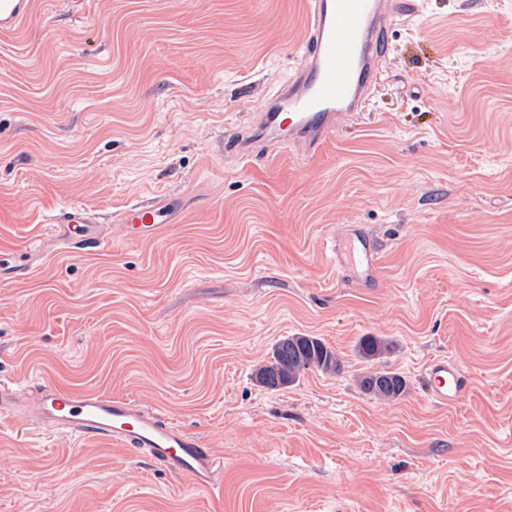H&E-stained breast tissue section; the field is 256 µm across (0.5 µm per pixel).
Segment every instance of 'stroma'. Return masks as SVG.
Instances as JSON below:
<instances>
[{"instance_id": "1", "label": "stroma", "mask_w": 512, "mask_h": 512, "mask_svg": "<svg viewBox=\"0 0 512 512\" xmlns=\"http://www.w3.org/2000/svg\"><path fill=\"white\" fill-rule=\"evenodd\" d=\"M0 42V251L173 196L172 224L108 253L49 246L0 282V380L144 402L224 462L218 492L96 440L0 417V512H512V0L411 11L357 122L312 158L224 157L301 64L306 0H38ZM379 244L377 288L330 241ZM23 328H16V318ZM316 336L341 374L254 373ZM395 401L361 393V337ZM436 358L470 388L436 404ZM393 348V344L375 336H364L358 345V353L367 360L373 361L387 353Z\"/></svg>"}]
</instances>
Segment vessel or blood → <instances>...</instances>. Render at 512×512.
Wrapping results in <instances>:
<instances>
[{"instance_id":"b4317fda","label":"vessel or blood","mask_w":512,"mask_h":512,"mask_svg":"<svg viewBox=\"0 0 512 512\" xmlns=\"http://www.w3.org/2000/svg\"><path fill=\"white\" fill-rule=\"evenodd\" d=\"M36 0H0V37L19 31L30 19ZM307 20L297 75L265 102L256 128L259 138L282 150L310 157L343 125L356 120L382 71L389 33L397 15L390 0H306ZM173 199L140 197L113 212L111 224L121 239L136 241L143 232L168 223ZM62 246L70 252H97L112 240L96 231V217L72 205L60 212ZM336 271L371 288L377 282L380 252L368 235H340L333 242ZM29 249L0 254V280L23 279L31 270ZM431 398L451 406L468 383L453 361L439 358L426 367ZM41 432L93 439L133 450L201 490L222 485L223 465L199 437L139 402L95 390L71 393L49 383L21 388L0 383V414Z\"/></svg>"}]
</instances>
